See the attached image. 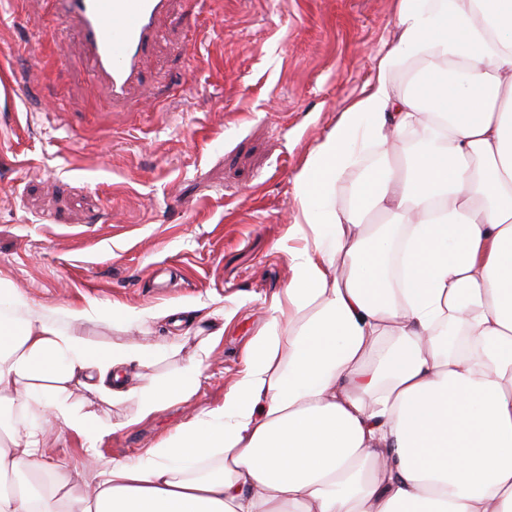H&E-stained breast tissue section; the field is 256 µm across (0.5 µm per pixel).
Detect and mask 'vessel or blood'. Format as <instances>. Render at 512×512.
Here are the masks:
<instances>
[{
    "instance_id": "1",
    "label": "vessel or blood",
    "mask_w": 512,
    "mask_h": 512,
    "mask_svg": "<svg viewBox=\"0 0 512 512\" xmlns=\"http://www.w3.org/2000/svg\"><path fill=\"white\" fill-rule=\"evenodd\" d=\"M171 0H48L52 16L74 27L88 69L111 105L126 104L158 21Z\"/></svg>"
}]
</instances>
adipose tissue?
I'll use <instances>...</instances> for the list:
<instances>
[{
  "instance_id": "adipose-tissue-1",
  "label": "adipose tissue",
  "mask_w": 512,
  "mask_h": 512,
  "mask_svg": "<svg viewBox=\"0 0 512 512\" xmlns=\"http://www.w3.org/2000/svg\"><path fill=\"white\" fill-rule=\"evenodd\" d=\"M377 75L296 177L306 245L224 408L91 496L48 468L25 416L90 438L81 387L139 418L198 366L134 388L146 350L92 345L0 280V512H512V0H398ZM414 137L419 153H396ZM380 155L356 187L361 155ZM379 223H368L370 214ZM343 274H336L337 261Z\"/></svg>"
}]
</instances>
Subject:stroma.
<instances>
[{"instance_id": "1", "label": "stroma", "mask_w": 512, "mask_h": 512, "mask_svg": "<svg viewBox=\"0 0 512 512\" xmlns=\"http://www.w3.org/2000/svg\"><path fill=\"white\" fill-rule=\"evenodd\" d=\"M160 28L113 110L45 0H0V280L57 319L87 310L100 348L153 349L143 381L200 365L187 400L136 424L134 401L76 391L111 427L100 441L34 422L79 495L89 454L139 459L223 408L291 278L294 179L396 43L397 0H174ZM161 307L183 308L182 326L140 321Z\"/></svg>"}]
</instances>
